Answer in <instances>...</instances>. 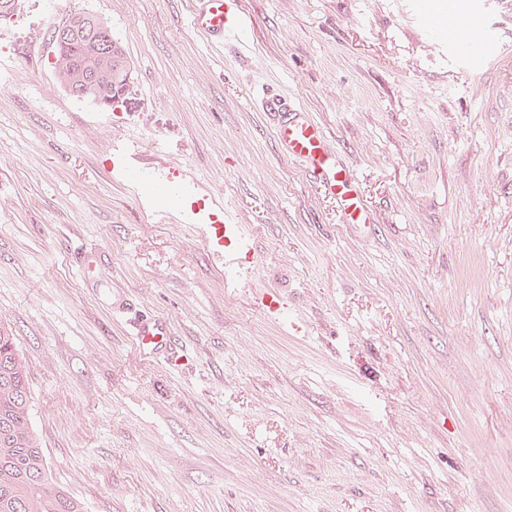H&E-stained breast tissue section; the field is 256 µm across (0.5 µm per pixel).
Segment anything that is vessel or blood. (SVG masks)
Here are the masks:
<instances>
[{"mask_svg": "<svg viewBox=\"0 0 512 512\" xmlns=\"http://www.w3.org/2000/svg\"><path fill=\"white\" fill-rule=\"evenodd\" d=\"M197 3L193 25L199 31L227 41L248 39L249 29L243 20L239 0H197ZM451 31L470 53L476 55L486 51L491 42L487 24L478 14L455 20ZM269 108L276 119V134L289 156L306 162L311 177L320 190L335 201L347 223L370 226L373 216L363 201L359 186L340 155L327 145L320 126L293 102L275 98L270 100ZM133 336L143 354L163 353L173 362L180 358L179 351L171 344L169 327L162 319L136 320Z\"/></svg>", "mask_w": 512, "mask_h": 512, "instance_id": "1", "label": "vessel or blood"}]
</instances>
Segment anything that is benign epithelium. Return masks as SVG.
Masks as SVG:
<instances>
[{
    "label": "benign epithelium",
    "mask_w": 512,
    "mask_h": 512,
    "mask_svg": "<svg viewBox=\"0 0 512 512\" xmlns=\"http://www.w3.org/2000/svg\"><path fill=\"white\" fill-rule=\"evenodd\" d=\"M90 32L98 44V53L74 64L62 56L60 62L66 64V73L56 71V76L69 95L82 99L90 88L103 87L104 61L112 59V29L110 25L94 14L79 13L76 17L64 21L58 27L59 43L64 44L79 33Z\"/></svg>",
    "instance_id": "1"
}]
</instances>
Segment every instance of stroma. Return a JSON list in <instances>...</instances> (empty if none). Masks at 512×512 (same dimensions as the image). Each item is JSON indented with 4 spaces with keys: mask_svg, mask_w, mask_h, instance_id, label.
I'll list each match as a JSON object with an SVG mask.
<instances>
[{
    "mask_svg": "<svg viewBox=\"0 0 512 512\" xmlns=\"http://www.w3.org/2000/svg\"><path fill=\"white\" fill-rule=\"evenodd\" d=\"M456 2L494 53L421 0H240L236 50L192 29L195 0H23L0 23V322L85 512H512V0ZM83 10L133 68L109 111L53 67ZM273 97L346 157L372 235L283 151ZM133 166L175 173L181 206ZM213 215L241 240L210 247ZM124 297L181 365L140 352ZM450 27L451 32L472 54H482L491 42V33L480 14L457 18Z\"/></svg>",
    "mask_w": 512,
    "mask_h": 512,
    "instance_id": "1",
    "label": "stroma"
}]
</instances>
